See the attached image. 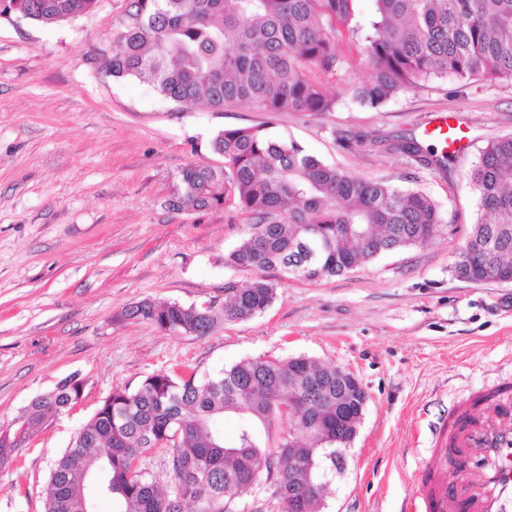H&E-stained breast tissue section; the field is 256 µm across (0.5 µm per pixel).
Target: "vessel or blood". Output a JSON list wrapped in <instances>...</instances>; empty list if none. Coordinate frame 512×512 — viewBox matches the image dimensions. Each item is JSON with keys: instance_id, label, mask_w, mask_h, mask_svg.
<instances>
[{"instance_id": "vessel-or-blood-1", "label": "vessel or blood", "mask_w": 512, "mask_h": 512, "mask_svg": "<svg viewBox=\"0 0 512 512\" xmlns=\"http://www.w3.org/2000/svg\"><path fill=\"white\" fill-rule=\"evenodd\" d=\"M461 126L448 114L430 122V136L460 145ZM431 462L416 469L418 490L405 512H512V381L451 405L433 427ZM482 472L471 485L457 472L460 454Z\"/></svg>"}]
</instances>
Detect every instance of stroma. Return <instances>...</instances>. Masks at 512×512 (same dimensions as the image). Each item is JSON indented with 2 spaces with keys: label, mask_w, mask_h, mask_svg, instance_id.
Returning <instances> with one entry per match:
<instances>
[{
  "label": "stroma",
  "mask_w": 512,
  "mask_h": 512,
  "mask_svg": "<svg viewBox=\"0 0 512 512\" xmlns=\"http://www.w3.org/2000/svg\"><path fill=\"white\" fill-rule=\"evenodd\" d=\"M131 0L46 24L0 20V432L63 380L84 383L79 404L49 414L0 466V512H43L54 460L114 388L157 372L214 375L248 357L305 355L354 372L367 395L358 435L335 476L326 512H402L427 456L426 425L475 391L512 378V284H474L450 267L477 209L468 181L479 150L512 134V81L435 78L378 108L352 86L369 80L362 46L345 33L341 64L314 77L328 112L277 119L248 106L217 111L160 96L106 72ZM438 112L458 113L459 157L435 171L377 148V137L423 138ZM262 128L363 177L423 191L446 229L339 276L265 277L273 304L206 335L172 333L123 312L144 299L222 306L250 274L224 263L251 222L237 200L175 211L190 162L222 165L221 130Z\"/></svg>",
  "instance_id": "35a3bbf8"
}]
</instances>
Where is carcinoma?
<instances>
[{"label":"carcinoma","mask_w":512,"mask_h":512,"mask_svg":"<svg viewBox=\"0 0 512 512\" xmlns=\"http://www.w3.org/2000/svg\"><path fill=\"white\" fill-rule=\"evenodd\" d=\"M96 2L0 0V18L54 23ZM356 2L134 0L133 21L106 67L175 102L251 106L273 119L332 110L335 98L310 73L339 65L341 29L364 42L371 77L353 95L371 108L434 77L512 80V0H372L365 24ZM382 143L441 171L454 161L445 152L424 155L414 138ZM211 149L224 166L183 168L169 205L197 211L237 199L253 224L224 263L256 276L225 288L219 309L144 299L126 310L130 319L204 335L221 320L244 321L271 306L276 288L261 271L278 267L313 281L443 233L444 219L426 194L347 173L260 128L222 130ZM469 181L479 206L453 267L470 262L474 279L488 282L498 271L512 274V135L480 150ZM290 402L297 403L292 426ZM72 403L71 391L58 386L32 400L18 425L37 430L48 413ZM232 414L241 423L228 447L214 423ZM358 414L342 396L336 367L305 355L246 358L206 377L156 373L134 391L113 390L55 460L44 512H94L92 490L112 497L115 512H228L263 476L275 480L281 512H289L288 448H329L336 424ZM154 448L167 453L163 491L156 476L132 465Z\"/></svg>","instance_id":"carcinoma-1"}]
</instances>
